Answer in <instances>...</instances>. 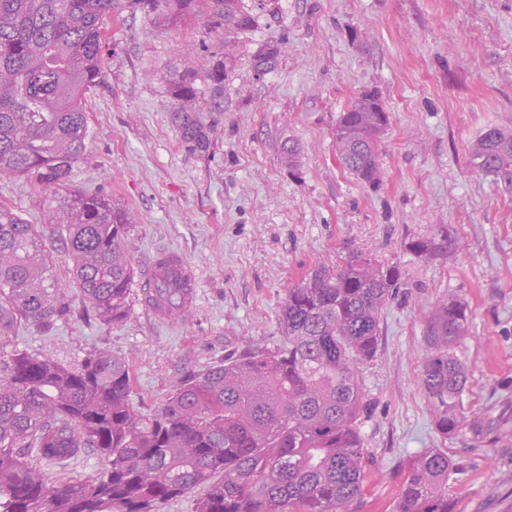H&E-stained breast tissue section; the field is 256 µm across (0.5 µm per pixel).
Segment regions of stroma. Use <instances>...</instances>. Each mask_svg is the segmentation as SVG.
Instances as JSON below:
<instances>
[{"label": "stroma", "mask_w": 512, "mask_h": 512, "mask_svg": "<svg viewBox=\"0 0 512 512\" xmlns=\"http://www.w3.org/2000/svg\"><path fill=\"white\" fill-rule=\"evenodd\" d=\"M256 27L242 36L224 80L209 151L179 142L166 93L189 47L223 53L205 18L163 32L122 12L109 19L104 79L86 96L90 136L71 176L133 218L132 257L143 274L158 253L183 255L199 277L185 318L158 321L131 293L127 318L73 321L51 334L5 338L73 363L93 350L128 357L134 402L158 408L188 373L280 339L292 284L318 264L359 251L401 265L406 286L381 317L379 351L361 369L369 417L361 498L343 512H392L409 465L425 450L454 463L456 512H512V185L472 170L469 153L491 125L512 131V0H244ZM282 44L266 70L254 56ZM390 123L379 143L382 184L370 188L336 157V120L364 90ZM298 146L289 170L281 145ZM51 199L0 174V203L39 224ZM451 226L448 257L415 259L413 238ZM467 304L471 333L456 346L483 416L457 437L435 428L418 377L426 318L442 296ZM51 485L95 475L88 452L39 461Z\"/></svg>", "instance_id": "1"}]
</instances>
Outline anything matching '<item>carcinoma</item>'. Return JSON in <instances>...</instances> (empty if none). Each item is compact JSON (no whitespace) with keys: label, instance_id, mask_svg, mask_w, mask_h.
I'll return each mask as SVG.
<instances>
[{"label":"carcinoma","instance_id":"1","mask_svg":"<svg viewBox=\"0 0 512 512\" xmlns=\"http://www.w3.org/2000/svg\"><path fill=\"white\" fill-rule=\"evenodd\" d=\"M124 8L161 31L204 14L224 42L222 58L188 52L166 85L181 145L209 150L214 126L201 113L221 111L237 40L255 25L243 0H0L1 175L43 191L70 184L88 138L82 100L102 78L106 19ZM378 108L354 101L336 124L340 165L372 187L382 170L369 137L388 122ZM470 166L512 185V133L488 127ZM46 223L66 241L83 313L107 327L124 321L135 278L128 213L71 190L50 200ZM455 247L440 224L406 251L433 258ZM401 286L399 265L361 252L315 266L288 289L279 344L188 374L151 415L132 401L122 356L94 350L65 365L17 346L0 352V512H161L195 490V512H341L362 494L365 476L369 404L360 368L376 357L382 313ZM76 315L37 225L0 204V337L22 326L48 332ZM470 325L454 295L428 315L419 384L445 439L467 422L468 377L455 346ZM88 450L101 471L57 486L28 460L30 452L65 461ZM452 471L445 452L421 454L393 512H455Z\"/></svg>","mask_w":512,"mask_h":512}]
</instances>
